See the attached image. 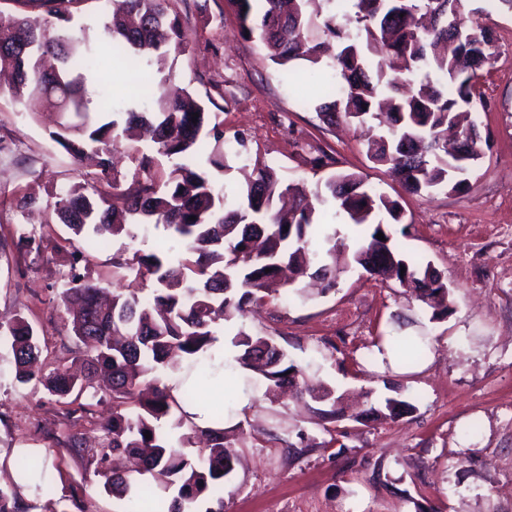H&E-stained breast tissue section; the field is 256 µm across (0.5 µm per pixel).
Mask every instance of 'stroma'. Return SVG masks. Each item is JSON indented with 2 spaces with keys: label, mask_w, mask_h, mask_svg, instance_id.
Instances as JSON below:
<instances>
[{
  "label": "stroma",
  "mask_w": 512,
  "mask_h": 512,
  "mask_svg": "<svg viewBox=\"0 0 512 512\" xmlns=\"http://www.w3.org/2000/svg\"><path fill=\"white\" fill-rule=\"evenodd\" d=\"M480 22L496 35V61L480 90L488 105L481 131L490 139L469 171L466 192L407 193L373 164L362 130L319 119L313 94H300L291 74L266 59L259 43L241 37L225 0H178L188 51L175 59L172 81L222 113L224 136L245 135L251 150L288 181L314 188L336 173H357L398 199L405 221L393 242L407 258L431 264L447 286V317L393 280L371 277L350 258L368 226L320 209L337 234L348 268L327 293L271 300L238 324L220 326L274 338L306 380L348 393L338 417L317 415L292 395L270 401L257 374L233 366L246 382L248 406L226 416L245 459L232 476L224 512H512V15L487 0ZM103 0H89L73 30H86L100 66L90 96L120 84L104 29ZM56 113L40 102L15 105L0 94V318L25 317L37 330L47 366L69 364L78 348L57 296L69 270L66 254H18V229L37 237L63 233L50 209L64 185L90 182L98 169L70 157L50 137ZM35 195L40 213L24 218L11 202ZM423 333L432 338L410 365L380 363L377 335ZM412 396L416 409L397 419L369 417L359 395L387 387ZM111 403L66 416L42 387L18 384L0 359V483L14 482L21 449H34L46 482L72 488L87 512H131L128 499L103 488L92 467L69 456L57 437L74 434L96 445ZM312 443L292 457L289 445Z\"/></svg>",
  "instance_id": "35a3bbf8"
}]
</instances>
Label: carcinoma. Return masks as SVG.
<instances>
[{
	"label": "carcinoma",
	"mask_w": 512,
	"mask_h": 512,
	"mask_svg": "<svg viewBox=\"0 0 512 512\" xmlns=\"http://www.w3.org/2000/svg\"><path fill=\"white\" fill-rule=\"evenodd\" d=\"M14 11H0V71L12 75L9 93L22 104L45 98L46 83L64 93L81 122H62L52 139L72 158L88 151L98 157L99 176L91 184L65 185L55 194L54 215L69 236L51 242L52 250L70 256V270L60 298L72 314L71 332L91 346L87 373L78 377L63 365L45 373L38 367L42 348L30 322L23 317L3 326L0 345L7 348L15 378L33 380L58 401L67 414L85 410L83 397L100 403L96 379L105 376L112 390V415L100 425L102 442L84 445L76 435L58 443L74 456L85 458L104 479L103 488L122 498L147 501L154 486L175 489L167 512H194L200 502L205 512H224V494L239 460V450L224 428H200L175 412L192 401L197 385L180 392L160 383V375L187 366L200 381L214 376L204 363L215 336L213 323L235 321L267 297L303 296L300 288L281 287L285 268L297 276L321 281L322 291L336 287V235L322 232L315 203H331L336 214L372 231L351 256L369 274L385 266L389 276L433 309L432 319L448 313V288L429 264L407 259L392 243L391 225L404 223V209L368 186L356 173H339L303 195L281 179L276 170L255 158V177L234 198L214 182L199 164L229 171L224 121L187 92L171 98L161 92L171 58L187 51L182 20L174 0H121L105 23L110 34L112 63L131 74L140 57L154 67L160 79L119 86L133 100L152 87L154 111L126 113L124 126L116 119L91 120L93 100L86 95V74L98 69L96 53L86 32L68 27L87 0H11ZM239 20L243 38L257 40L274 65L287 68L296 60L313 67L322 60L320 35L336 39L333 81L324 101L316 105L320 120L367 127V156L384 166L405 191L412 194L446 189L462 193L469 187V166L458 159L466 153L480 156L479 127L471 123L448 141L444 133L459 124L462 114L484 104L479 90L483 73L495 61L494 36L471 7L473 0H352L345 22L337 15L322 17L324 4L333 0H225ZM198 117H192V114ZM147 143L133 148L145 181L122 188L112 168L108 145L119 137ZM163 224L183 247L177 260L161 249L150 254L118 249L115 274L151 281V295L117 288L104 302L100 288L82 272L85 251L75 241L109 235L117 241L132 224ZM384 234V240L376 238ZM319 238L316 268L302 256ZM389 346L418 356L423 347L414 339L393 336ZM241 354L240 366L259 374L266 395L298 384L302 373L288 362L271 337L238 330L231 339ZM319 404L315 412L336 418L340 395L328 385L310 392ZM369 398V414L388 412L399 418L416 410L407 400ZM78 404L72 409L70 405ZM150 433L147 439L144 433ZM204 447L187 452L195 440ZM0 512H26L20 489L0 487Z\"/></svg>",
	"instance_id": "carcinoma-1"
}]
</instances>
